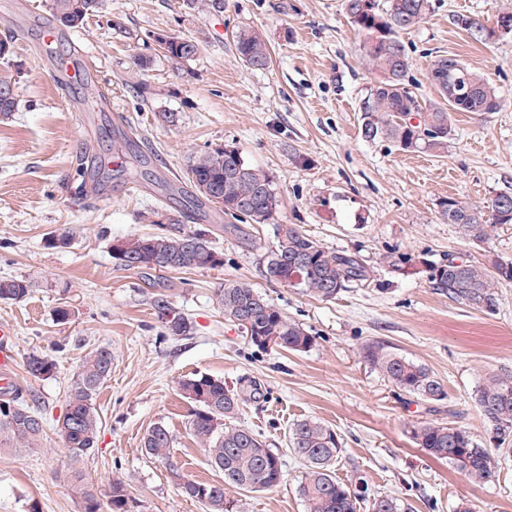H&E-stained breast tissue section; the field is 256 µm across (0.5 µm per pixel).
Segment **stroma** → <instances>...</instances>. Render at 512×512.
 <instances>
[{"label": "stroma", "instance_id": "obj_1", "mask_svg": "<svg viewBox=\"0 0 512 512\" xmlns=\"http://www.w3.org/2000/svg\"><path fill=\"white\" fill-rule=\"evenodd\" d=\"M512 0H431L430 10L401 40L409 79L422 101H437L429 79L436 56L453 55L483 72L502 105L494 112H456L447 150L407 152L386 139L362 138V107L372 87L359 38L342 0H224L206 14L196 0H102L83 26L41 43L49 0L0 7V38L13 42L0 59L18 109L0 120V278L23 276L35 287L22 302H0V323L13 325V378L47 424L66 409L69 382L93 348L112 351V373L100 389L102 419L94 455L74 463L54 432L40 449L0 451V512H82L73 471L99 498L124 482L136 512H205L184 497L179 477L211 481L205 449L189 430L191 403L178 383L194 375L233 389L256 382L262 397L247 401L237 425L259 433L284 462L271 490H231L243 512H305L298 493L302 462L288 449V430L313 417L335 429L342 453L337 475L408 503L413 512H512V456H498L494 481L469 483L448 462L409 439V423L438 421L470 431L486 448L492 434L474 394L492 375H512V286L493 309L451 302L429 283L428 265L449 255L512 260V224L481 245L466 242L441 215L453 197L486 204L512 193V36L475 41L453 23L456 14L493 26ZM249 26L267 39L271 63L255 70L237 57L232 35ZM199 44L186 62L164 56L162 37ZM87 64L85 79L66 66ZM171 113L166 123L161 113ZM237 149L271 175L279 220L297 224L326 246L357 253L371 280L333 301L269 280L263 253L271 225L228 216L197 220L184 175L194 156ZM102 165L101 193L76 195L87 176L78 156ZM178 223L208 235L223 266L175 272L126 270L112 258L113 241L164 232ZM74 228L66 248L52 234ZM409 263L389 266L388 252ZM251 283L315 338L307 352L261 350L225 319L214 300L225 281ZM168 295L192 323L171 336L153 301ZM71 315L57 321L54 311ZM379 341L428 367L446 397L428 403L393 387L364 360ZM54 359L46 379L25 369L30 354ZM175 438L181 468L173 476L141 451L156 423Z\"/></svg>", "mask_w": 512, "mask_h": 512}]
</instances>
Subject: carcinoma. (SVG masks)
Returning a JSON list of instances; mask_svg holds the SVG:
<instances>
[{
	"mask_svg": "<svg viewBox=\"0 0 512 512\" xmlns=\"http://www.w3.org/2000/svg\"><path fill=\"white\" fill-rule=\"evenodd\" d=\"M100 0H50L52 24L78 28L99 9ZM429 0H344V10L360 37V49L373 74V87L363 106L361 135L367 140L386 138L403 150L448 148L453 136L451 113L493 112L500 106L496 92L479 72L454 56L433 61L430 81L441 101L425 103L405 90L411 67L399 40L401 32L420 23L429 10ZM455 24L479 41L488 39V28L474 18L458 15ZM239 60L252 69H264L270 62L265 39L255 30L242 27L233 36ZM198 44L177 37L163 47L172 61H188L196 56ZM464 73L472 93L463 100L448 95V82L455 73ZM193 189L192 201L215 213H223L250 224L273 226L275 242L265 253L266 273L283 286L293 273L302 275L300 287L322 301L336 299L348 289L370 281L372 270L355 253L325 246L298 224L278 222L280 200L268 172L248 164L234 148H219L195 157L185 173ZM442 213L460 237L475 244L485 243L497 226L512 224V194L500 193L480 206L450 197L442 203ZM189 232H163L127 239L125 255L117 265L125 270L163 268L171 271L214 269L224 265L205 234L189 248ZM430 282L448 295V300L467 306L492 309L497 289L512 283V261L489 264L469 259L460 266L433 265ZM32 292L27 278L0 279V301L21 302ZM224 317L235 321L250 312L242 326L249 342L259 348H280L293 352L310 350L315 337L301 324L288 318L250 283L227 280L216 292ZM154 308L158 319L173 315L174 323L163 327L173 336L190 331L188 320L163 295ZM364 360L378 370L398 390L428 402H440L446 393L442 383L427 367L393 348L378 342L366 345ZM34 378L51 375L53 359L32 354L26 361ZM112 372V350L92 349L74 375L66 410L57 421L55 434L72 460L78 462L95 450L102 426L96 396ZM182 394L193 403L189 420L192 435L204 446L211 466L222 474L212 481L185 480L182 494L207 507V512H239L229 489L258 491L278 486L283 480L279 453L266 446L259 435L233 419L244 398L227 387L224 380L206 375L179 381ZM475 404L493 433L496 449L512 453V376H493L476 390ZM41 413L29 406L15 391L0 393V448L30 452L41 447L45 434ZM414 444L436 459L448 462L469 482L481 485L493 481L496 467L491 451L480 445L462 427L443 422L419 423L411 427ZM174 436L163 423L153 424L144 436L143 451L152 460L178 474L174 462ZM289 449L305 463L298 492L306 512H358L369 503V512H407L408 506L393 496H370L362 489L353 492L336 477L335 467L342 452L336 431L314 418H302L289 429ZM109 512H132L134 501L125 484L111 482Z\"/></svg>",
	"mask_w": 512,
	"mask_h": 512,
	"instance_id": "cac0c4a2",
	"label": "carcinoma"
}]
</instances>
